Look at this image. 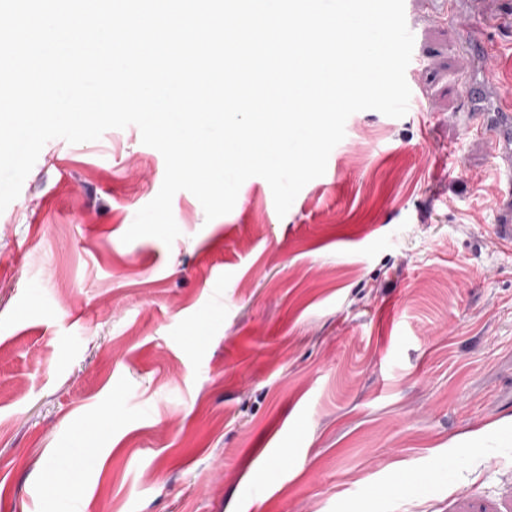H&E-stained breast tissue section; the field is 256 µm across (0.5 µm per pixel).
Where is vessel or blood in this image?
Returning a JSON list of instances; mask_svg holds the SVG:
<instances>
[{"label":"vessel or blood","instance_id":"vessel-or-blood-1","mask_svg":"<svg viewBox=\"0 0 512 512\" xmlns=\"http://www.w3.org/2000/svg\"><path fill=\"white\" fill-rule=\"evenodd\" d=\"M466 126L476 129L493 141L500 160L498 167L501 176L507 182L506 191L498 196L500 205L497 239L502 246L512 251V96L503 95L498 101L496 120H486L475 112H466Z\"/></svg>","mask_w":512,"mask_h":512}]
</instances>
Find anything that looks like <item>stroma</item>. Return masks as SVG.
I'll use <instances>...</instances> for the list:
<instances>
[{
  "instance_id": "stroma-1",
  "label": "stroma",
  "mask_w": 512,
  "mask_h": 512,
  "mask_svg": "<svg viewBox=\"0 0 512 512\" xmlns=\"http://www.w3.org/2000/svg\"><path fill=\"white\" fill-rule=\"evenodd\" d=\"M407 20V114H352L285 216L252 177L126 244L161 153L133 125L44 145L0 212V512H512V253L457 119L474 81L512 93V19Z\"/></svg>"
}]
</instances>
